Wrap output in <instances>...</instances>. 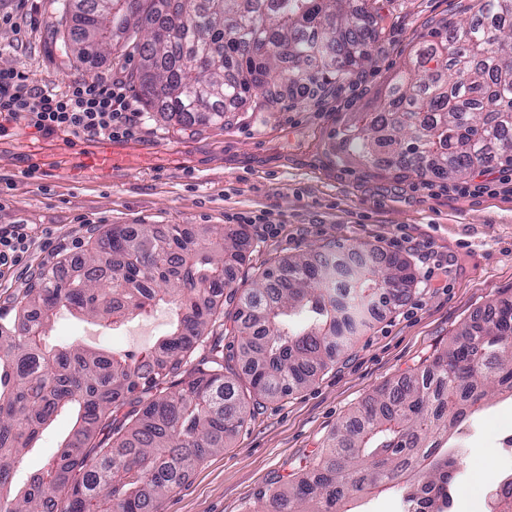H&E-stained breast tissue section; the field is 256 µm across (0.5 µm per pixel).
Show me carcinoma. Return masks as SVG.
Masks as SVG:
<instances>
[{
    "instance_id": "obj_1",
    "label": "carcinoma",
    "mask_w": 512,
    "mask_h": 512,
    "mask_svg": "<svg viewBox=\"0 0 512 512\" xmlns=\"http://www.w3.org/2000/svg\"><path fill=\"white\" fill-rule=\"evenodd\" d=\"M377 0H55L53 32L83 63L136 43L131 79L150 110L185 129L224 121L259 91H305L348 79L372 61L381 28ZM341 145L366 165L383 146L399 165L437 178L466 176L489 161L512 167V0H479L470 20L430 33L412 66L396 74L375 112H356ZM244 225L213 239L183 224L114 227L90 244L80 270L42 268L0 314V512H160L166 493L224 449L260 399L313 383L350 337L364 310H392L414 281L407 262L347 269L316 251L264 270L246 293L232 287L245 259ZM234 309L222 311L224 300ZM168 306L161 356L137 359L82 345L50 348L45 335L66 309L112 323ZM224 317L244 339L239 352L212 345ZM247 366L248 387L236 382ZM512 394V302L465 323L440 351L351 410L305 472L269 496L271 512H349L357 498L453 486L463 446H448L485 404L489 389ZM66 407L73 432L57 457L23 487L22 454ZM490 512H512V476L489 491Z\"/></svg>"
}]
</instances>
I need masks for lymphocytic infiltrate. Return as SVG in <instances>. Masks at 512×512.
<instances>
[{
  "instance_id": "lymphocytic-infiltrate-1",
  "label": "lymphocytic infiltrate",
  "mask_w": 512,
  "mask_h": 512,
  "mask_svg": "<svg viewBox=\"0 0 512 512\" xmlns=\"http://www.w3.org/2000/svg\"><path fill=\"white\" fill-rule=\"evenodd\" d=\"M28 119L48 135L64 133L77 138L126 139L138 125L122 92L121 81L70 80L63 89L34 84L26 72L0 69V134L9 123ZM34 236L29 225H0V274L11 270L29 253Z\"/></svg>"
}]
</instances>
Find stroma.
<instances>
[{"label": "stroma", "instance_id": "1", "mask_svg": "<svg viewBox=\"0 0 512 512\" xmlns=\"http://www.w3.org/2000/svg\"><path fill=\"white\" fill-rule=\"evenodd\" d=\"M377 7L379 46L372 63L350 80L310 94L288 90L261 109L248 103L229 122L192 132L143 110L136 88L124 80L139 63L131 46L113 48L92 66L79 63L48 43L52 0H0V68L24 70L49 89L74 78L124 81L129 109L141 120L134 138L113 146L157 156L156 164L107 177L94 171L68 180L32 177L26 160L45 134L26 119L13 123L16 144L0 153V225H31L34 245L24 264L0 277V313L12 311L42 266L79 258L93 230L115 224L216 232L244 225L251 245L235 275L242 290L281 260L329 245L341 257L364 245L378 260L407 261L414 275L401 305L376 311L312 385L257 406L223 451L164 498L161 512H247L299 473L377 387L442 349L490 304L512 300V167L476 169L469 183L489 181L494 189L463 195L454 182L397 166L370 167L339 147L338 131L353 113L383 103L424 35L477 10L476 0H379ZM172 320L164 305L114 325L63 310L46 342L141 355L154 350ZM507 423L512 395L490 390L472 417L452 512H476L488 489L486 470L499 478L512 474V453L497 445ZM72 427V416L63 413L41 432L16 466L17 485L43 468Z\"/></svg>", "mask_w": 512, "mask_h": 512}]
</instances>
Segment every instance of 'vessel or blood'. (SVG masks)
I'll return each mask as SVG.
<instances>
[{
  "label": "vessel or blood",
  "mask_w": 512,
  "mask_h": 512,
  "mask_svg": "<svg viewBox=\"0 0 512 512\" xmlns=\"http://www.w3.org/2000/svg\"><path fill=\"white\" fill-rule=\"evenodd\" d=\"M143 160V155L135 151H118L99 142L60 137L47 138L31 156V164L37 171L57 176L68 175L80 165L109 173Z\"/></svg>",
  "instance_id": "1"
}]
</instances>
